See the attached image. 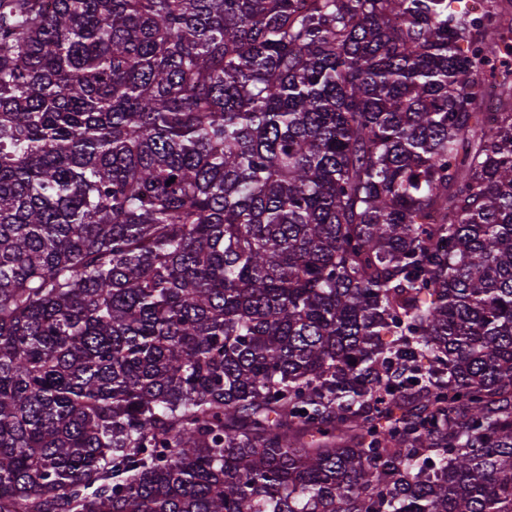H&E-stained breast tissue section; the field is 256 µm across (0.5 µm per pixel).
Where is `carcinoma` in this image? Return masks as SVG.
Masks as SVG:
<instances>
[{
    "label": "carcinoma",
    "mask_w": 512,
    "mask_h": 512,
    "mask_svg": "<svg viewBox=\"0 0 512 512\" xmlns=\"http://www.w3.org/2000/svg\"><path fill=\"white\" fill-rule=\"evenodd\" d=\"M484 2L0 0V512H512Z\"/></svg>",
    "instance_id": "1"
}]
</instances>
